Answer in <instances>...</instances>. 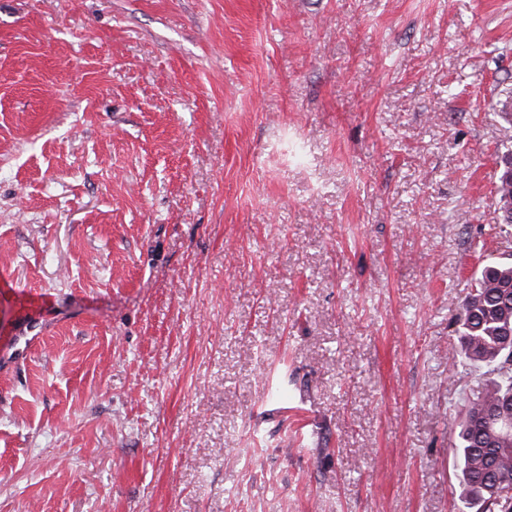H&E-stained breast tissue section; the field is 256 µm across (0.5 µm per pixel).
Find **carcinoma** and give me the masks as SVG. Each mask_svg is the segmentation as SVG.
Here are the masks:
<instances>
[{
    "mask_svg": "<svg viewBox=\"0 0 512 512\" xmlns=\"http://www.w3.org/2000/svg\"><path fill=\"white\" fill-rule=\"evenodd\" d=\"M499 165V211L512 224V150ZM458 321L462 359L489 375L458 424L463 504L470 512H512L503 496L512 486V262L491 261L478 271Z\"/></svg>",
    "mask_w": 512,
    "mask_h": 512,
    "instance_id": "carcinoma-1",
    "label": "carcinoma"
}]
</instances>
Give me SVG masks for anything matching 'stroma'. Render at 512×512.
Here are the masks:
<instances>
[{"label": "stroma", "mask_w": 512, "mask_h": 512, "mask_svg": "<svg viewBox=\"0 0 512 512\" xmlns=\"http://www.w3.org/2000/svg\"><path fill=\"white\" fill-rule=\"evenodd\" d=\"M511 95L512 0H0V512H461Z\"/></svg>", "instance_id": "35a3bbf8"}]
</instances>
